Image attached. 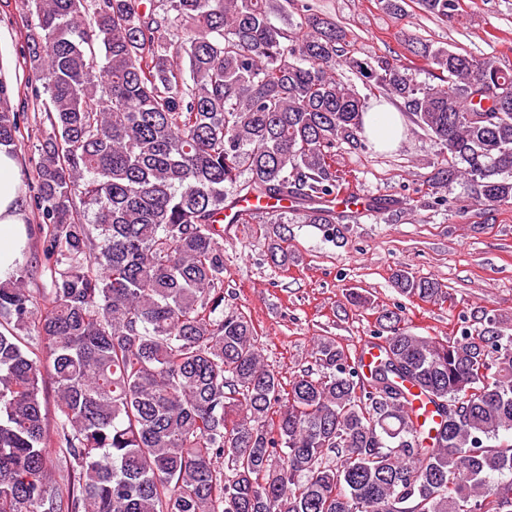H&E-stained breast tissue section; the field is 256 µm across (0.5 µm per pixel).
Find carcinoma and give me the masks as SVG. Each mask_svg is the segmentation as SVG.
Returning <instances> with one entry per match:
<instances>
[{
	"mask_svg": "<svg viewBox=\"0 0 512 512\" xmlns=\"http://www.w3.org/2000/svg\"><path fill=\"white\" fill-rule=\"evenodd\" d=\"M24 66L50 131L34 145L42 257L0 279V512H512L509 318L439 341L383 309L369 372L335 338L283 389L224 310V211L241 197L267 257L288 215L331 241L336 150L366 146L347 66L440 141L475 200L512 204V68L414 41L448 85L347 56L348 34L288 0H25ZM464 0H418L442 23ZM0 79V146L24 136ZM50 287L28 288L32 270ZM432 302L443 285L400 269Z\"/></svg>",
	"mask_w": 512,
	"mask_h": 512,
	"instance_id": "carcinoma-1",
	"label": "carcinoma"
}]
</instances>
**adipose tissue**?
Returning <instances> with one entry per match:
<instances>
[{"label": "adipose tissue", "instance_id": "adipose-tissue-1", "mask_svg": "<svg viewBox=\"0 0 512 512\" xmlns=\"http://www.w3.org/2000/svg\"><path fill=\"white\" fill-rule=\"evenodd\" d=\"M364 127L368 139L381 150L395 147L404 134L400 113L387 105L366 112ZM27 240L18 160L9 148L0 146V278L21 262Z\"/></svg>", "mask_w": 512, "mask_h": 512}]
</instances>
